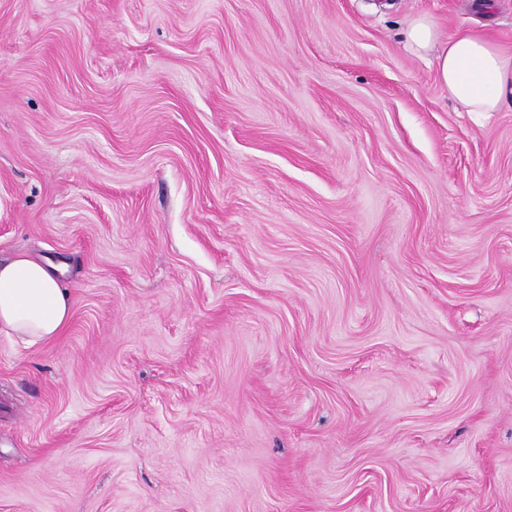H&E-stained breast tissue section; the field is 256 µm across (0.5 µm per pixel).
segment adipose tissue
<instances>
[{
    "label": "adipose tissue",
    "mask_w": 512,
    "mask_h": 512,
    "mask_svg": "<svg viewBox=\"0 0 512 512\" xmlns=\"http://www.w3.org/2000/svg\"><path fill=\"white\" fill-rule=\"evenodd\" d=\"M406 40L418 51L436 50L437 77L467 112H496L512 99V53L477 32L440 41L435 24L424 17L410 24ZM73 302L50 261L19 252L0 259V333L33 348L61 336Z\"/></svg>",
    "instance_id": "adipose-tissue-1"
}]
</instances>
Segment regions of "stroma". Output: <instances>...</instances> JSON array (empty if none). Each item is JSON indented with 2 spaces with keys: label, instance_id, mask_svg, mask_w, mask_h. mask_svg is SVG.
<instances>
[{
  "label": "stroma",
  "instance_id": "obj_1",
  "mask_svg": "<svg viewBox=\"0 0 512 512\" xmlns=\"http://www.w3.org/2000/svg\"><path fill=\"white\" fill-rule=\"evenodd\" d=\"M512 0H0V512H512ZM406 40L408 45L417 51L433 50L440 43L435 24L425 17H418L412 21L406 33ZM436 60L439 83L465 112H497L512 100V53L480 33L448 36ZM56 272L53 262L24 252L0 258V333L15 336L30 349L65 332L73 302Z\"/></svg>",
  "mask_w": 512,
  "mask_h": 512
}]
</instances>
